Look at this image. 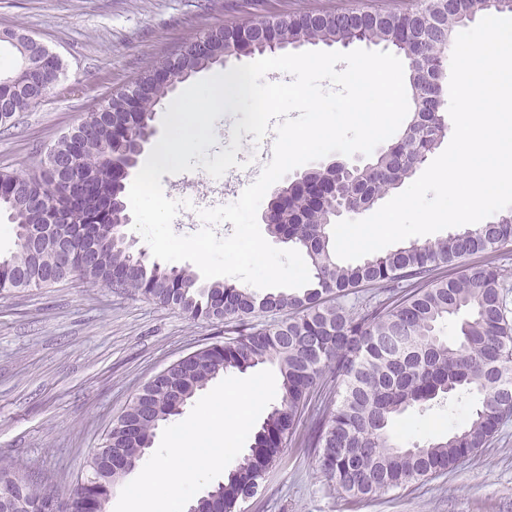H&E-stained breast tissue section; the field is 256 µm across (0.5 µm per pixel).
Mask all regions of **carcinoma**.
<instances>
[{
  "label": "carcinoma",
  "instance_id": "carcinoma-1",
  "mask_svg": "<svg viewBox=\"0 0 512 512\" xmlns=\"http://www.w3.org/2000/svg\"><path fill=\"white\" fill-rule=\"evenodd\" d=\"M427 3L414 0L405 11L353 10L293 14L276 21L280 49L305 44L354 42L395 48L407 62L413 112L391 143L378 150L365 169L348 173L336 164L313 168L302 183L326 193L314 206L299 184L278 188L267 204L268 232L302 249L312 268L307 285L295 292L263 296L232 283L201 286L179 267L148 263L134 249L123 227L129 223L124 179L113 159H129V143L141 121H153L155 107L171 92L164 84L132 85L110 94L103 104L54 145L69 163V185L46 167L34 175L0 172V212L15 224L17 249L0 256V295L42 288L72 277L139 295L192 320L224 323V341L170 364L149 379L92 450L91 461L112 448L138 463L161 424L180 414L195 393L221 374L244 373L271 364L279 372L281 395L247 453L224 476L213 494L195 500L197 512H241L253 483L267 480L282 459L306 412L310 393L326 379L340 388L336 407L316 418L305 445L325 477L346 495L372 499L412 481L455 467L485 447L499 425L512 415V323L504 293L507 275L491 263L467 262L473 255L512 245V211L492 221L467 224L445 238L410 243L356 264L333 257V210L349 205L372 208L409 181L448 136L444 100L432 83H445L451 41L475 17L490 8L512 11V0H451L442 38L421 44L415 38ZM234 23L205 32L211 50L186 53L180 63L194 75L228 57L274 53L241 39ZM38 66L47 76L63 74L59 56L44 54ZM38 92L20 84H0V126L37 104ZM90 126L84 137L79 128ZM59 213L71 221L72 261L32 246L24 230L50 229ZM450 267L453 276L440 269ZM362 288L378 290V299L355 310ZM455 335L441 326L460 313ZM279 316L266 325L262 315ZM479 395L467 418L448 435L423 445L402 442L395 420L421 407L442 408L451 397ZM12 464L0 461V489L16 494L23 512H56L59 500L44 485L12 481ZM74 487L63 512H108L112 488L122 475L100 466Z\"/></svg>",
  "mask_w": 512,
  "mask_h": 512
}]
</instances>
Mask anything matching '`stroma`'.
I'll return each mask as SVG.
<instances>
[{
    "label": "stroma",
    "mask_w": 512,
    "mask_h": 512,
    "mask_svg": "<svg viewBox=\"0 0 512 512\" xmlns=\"http://www.w3.org/2000/svg\"><path fill=\"white\" fill-rule=\"evenodd\" d=\"M397 0H0V30L22 29L63 61L59 83L43 101L0 127V171L32 173L54 143L130 85L156 61L199 34L249 18L360 7L379 11ZM275 142L241 136L237 167L224 179L252 184ZM173 200H213L222 179L197 169L161 178ZM224 327L188 319L138 296L74 278L0 296V459L18 476L39 477L66 499L87 472L90 453L132 396L157 372L211 342ZM468 395L435 411L399 419V437L446 436L477 403ZM336 389L313 392L297 434L245 512H512V419L457 468L380 498L338 492L302 441Z\"/></svg>",
    "instance_id": "obj_1"
}]
</instances>
